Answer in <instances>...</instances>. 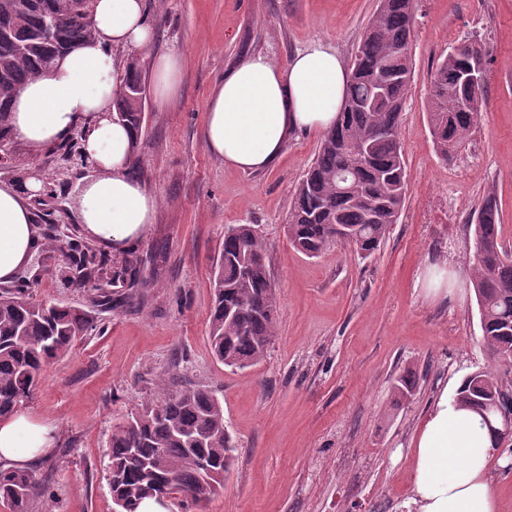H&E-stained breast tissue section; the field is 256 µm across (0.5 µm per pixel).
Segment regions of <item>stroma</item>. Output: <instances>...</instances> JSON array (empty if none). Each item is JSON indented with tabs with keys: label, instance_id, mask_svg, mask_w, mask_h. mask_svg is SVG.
<instances>
[{
	"label": "stroma",
	"instance_id": "stroma-1",
	"mask_svg": "<svg viewBox=\"0 0 512 512\" xmlns=\"http://www.w3.org/2000/svg\"><path fill=\"white\" fill-rule=\"evenodd\" d=\"M154 30L137 58L179 51V89L159 102L147 89L133 170L159 200L135 244L148 288L123 306L96 310L98 328L43 372L23 411L57 430L50 455L30 464L41 489L29 512H114L107 451L114 427L156 397L158 382L210 391L237 447L223 490L208 504L168 512H405L412 448L430 408L470 373L490 367L471 285V213L488 193L512 247V0H418L412 92L401 115L406 200L379 250L360 259L343 244L317 258L297 252L286 224L295 186L321 135H291L261 172L226 166L202 140L206 103L224 73L252 53L278 65L310 40L351 63L378 0H146ZM467 40L489 53L482 108L464 143L441 159L430 134L431 73ZM78 136L42 153L46 180L34 222L66 248L76 229L78 179L90 163L66 161ZM234 224L257 225L270 261L278 326L266 357L245 369L212 353V265ZM34 301L86 307L90 289L36 272ZM413 384L399 397L401 380Z\"/></svg>",
	"mask_w": 512,
	"mask_h": 512
}]
</instances>
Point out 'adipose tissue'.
Masks as SVG:
<instances>
[{
  "label": "adipose tissue",
  "mask_w": 512,
  "mask_h": 512,
  "mask_svg": "<svg viewBox=\"0 0 512 512\" xmlns=\"http://www.w3.org/2000/svg\"><path fill=\"white\" fill-rule=\"evenodd\" d=\"M146 0H96L92 35L16 91L11 133L29 158L81 131L94 167L79 181L77 218L83 233L107 250H124L152 224L157 197L134 174L132 132L113 120L112 95L123 77L112 51H150ZM349 74L335 48L321 40L298 50L287 66L254 53L224 75L206 104L203 143L225 165L262 171L277 161L289 134L325 131L339 115ZM29 169L23 183L0 185V284L13 281L40 245L30 201L42 188ZM494 434L479 415L441 399L429 411L414 450L415 512H498L488 476ZM53 427L26 413L0 422V465L25 467L53 448Z\"/></svg>",
  "instance_id": "1"
}]
</instances>
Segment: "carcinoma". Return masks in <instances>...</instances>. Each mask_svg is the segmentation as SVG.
<instances>
[{"label": "carcinoma", "instance_id": "1", "mask_svg": "<svg viewBox=\"0 0 512 512\" xmlns=\"http://www.w3.org/2000/svg\"><path fill=\"white\" fill-rule=\"evenodd\" d=\"M95 0H0V146L12 143L6 117L14 93L91 33ZM416 0H379L355 52L352 77L336 125L322 135L317 156L295 187L288 213V239L298 252L316 257L343 240L360 258L379 249L405 202V159L399 137L401 112L411 92L412 18ZM482 46L455 47L441 55L427 102L436 149L448 159L474 126L482 107L481 87L470 81ZM140 63L127 62L112 98L115 118L134 135L137 149L144 120ZM474 224V292L482 342L492 369L463 380L455 401L497 426L494 397L512 390V250L500 237L497 197L489 193L469 218ZM141 259L130 249L117 261L80 237L70 238L57 276L68 286L100 290L94 307H119L140 294L147 281ZM209 340L225 366L259 363L276 329V294L262 235L254 224L224 232L214 264ZM93 317L75 306L37 304L24 285L0 287V417L33 397L43 369L64 357L93 330ZM157 404L145 405L115 428L108 451L109 486L123 512L161 492L181 494L196 506L224 489L236 448L224 424V408L202 388L159 387ZM38 485L25 469L0 468V498L11 512H29Z\"/></svg>", "mask_w": 512, "mask_h": 512}]
</instances>
